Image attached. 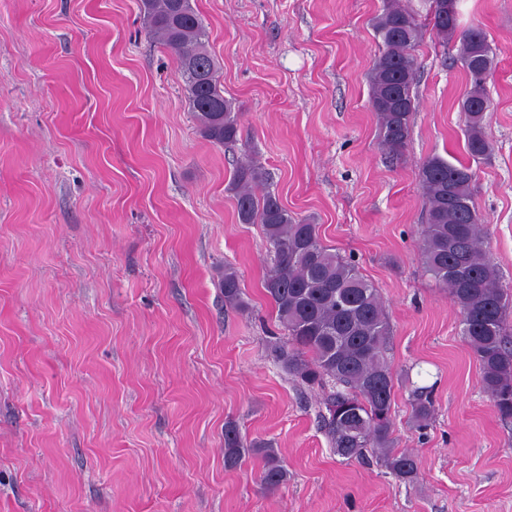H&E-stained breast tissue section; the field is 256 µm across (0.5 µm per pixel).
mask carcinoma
Wrapping results in <instances>:
<instances>
[{
  "instance_id": "1",
  "label": "carcinoma",
  "mask_w": 512,
  "mask_h": 512,
  "mask_svg": "<svg viewBox=\"0 0 512 512\" xmlns=\"http://www.w3.org/2000/svg\"><path fill=\"white\" fill-rule=\"evenodd\" d=\"M382 2L373 23L381 44L369 74L370 105L382 145L399 155L415 111L416 50L423 28L400 0ZM439 2L433 0L432 29L442 43L456 47V62L469 82L461 103L466 149L470 158L482 159L490 153L485 113L473 109L471 102L488 101L484 74L493 66V50L482 28L460 29L458 22L442 16ZM143 8L151 34L176 56L203 137L220 145L236 143L237 113L224 98L207 49V31L191 0H143ZM419 178L427 211L424 267L460 309L461 335L479 365L482 385L500 417L511 420L512 342L505 328L509 299L481 245L473 173L461 161L454 164L434 156L423 162ZM267 181L266 170L250 160L237 166L230 190L239 222L261 225L274 255L264 290L287 338L272 344L273 356L308 386H343L326 399L328 415L323 417L338 456L359 460L375 448L389 473L411 484L418 477L417 458L395 450L392 437L394 378L386 358L390 324L378 291L355 264L323 244L318 225L295 219L275 194L258 192ZM220 288L226 307H247L238 272L230 265L224 267ZM410 407L416 427L425 428L434 413L432 388L413 390ZM224 444L225 467L237 466L252 451L263 457L266 487L276 488L287 480L288 471L271 446L248 448L233 427L225 429Z\"/></svg>"
}]
</instances>
